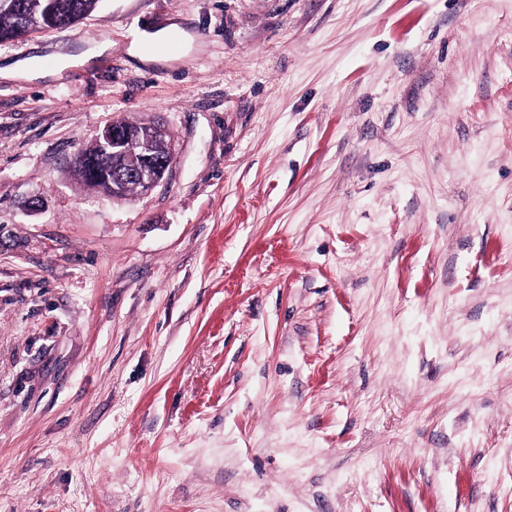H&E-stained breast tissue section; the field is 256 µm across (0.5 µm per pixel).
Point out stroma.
<instances>
[{"label": "stroma", "instance_id": "1", "mask_svg": "<svg viewBox=\"0 0 512 512\" xmlns=\"http://www.w3.org/2000/svg\"><path fill=\"white\" fill-rule=\"evenodd\" d=\"M27 58L0 512H512V0H99ZM131 120L168 174L85 189Z\"/></svg>", "mask_w": 512, "mask_h": 512}]
</instances>
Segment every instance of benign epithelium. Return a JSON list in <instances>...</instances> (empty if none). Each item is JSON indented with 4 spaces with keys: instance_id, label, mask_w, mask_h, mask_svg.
Masks as SVG:
<instances>
[{
    "instance_id": "obj_1",
    "label": "benign epithelium",
    "mask_w": 512,
    "mask_h": 512,
    "mask_svg": "<svg viewBox=\"0 0 512 512\" xmlns=\"http://www.w3.org/2000/svg\"><path fill=\"white\" fill-rule=\"evenodd\" d=\"M112 164V197L121 198L127 182L133 181L142 195L150 193L164 178L173 162V147L160 149L148 136L113 125L96 138Z\"/></svg>"
}]
</instances>
